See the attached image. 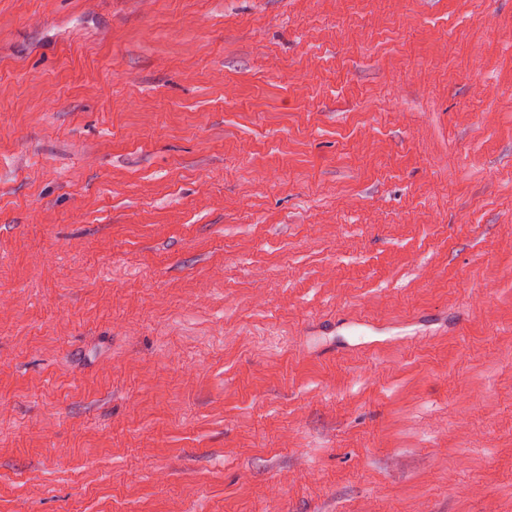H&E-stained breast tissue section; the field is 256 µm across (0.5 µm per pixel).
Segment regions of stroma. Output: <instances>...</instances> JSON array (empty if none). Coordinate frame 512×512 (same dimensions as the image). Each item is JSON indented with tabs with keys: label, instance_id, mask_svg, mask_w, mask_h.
<instances>
[{
	"label": "stroma",
	"instance_id": "35a3bbf8",
	"mask_svg": "<svg viewBox=\"0 0 512 512\" xmlns=\"http://www.w3.org/2000/svg\"><path fill=\"white\" fill-rule=\"evenodd\" d=\"M512 512V0H0V512Z\"/></svg>",
	"mask_w": 512,
	"mask_h": 512
}]
</instances>
